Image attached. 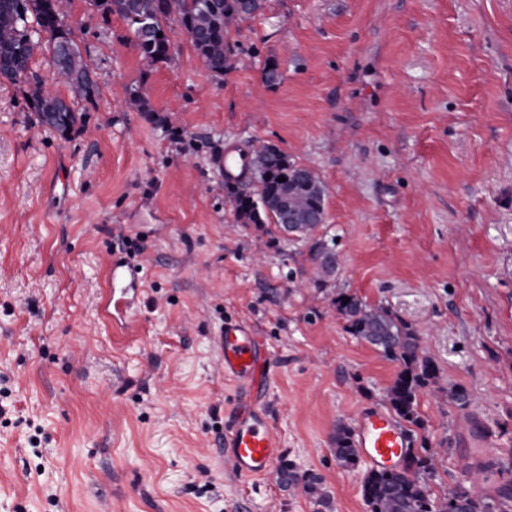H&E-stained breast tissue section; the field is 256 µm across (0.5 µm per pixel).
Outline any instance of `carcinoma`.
<instances>
[{"label": "carcinoma", "mask_w": 512, "mask_h": 512, "mask_svg": "<svg viewBox=\"0 0 512 512\" xmlns=\"http://www.w3.org/2000/svg\"><path fill=\"white\" fill-rule=\"evenodd\" d=\"M37 0H0V78L9 82H26L29 109L43 118L45 112H55L63 107L69 112L68 121L54 125L62 137H69L82 124V114L75 104H67L57 94L47 89L40 79L29 81L38 52L50 54L52 80L68 86L75 97L91 100L98 95V85L92 78L88 65L82 59L74 39L62 37L72 34L64 22L62 6L50 11L35 7ZM104 15L116 14L122 18L143 59L150 65L170 59V38L167 24L176 20L183 29L195 31L192 45L198 56L204 57L205 66L214 74L222 75L230 68L231 50L226 43L229 28L240 20L255 16L263 9L264 0H97ZM55 33L45 41L39 40L38 30ZM162 37H157V33ZM264 176L254 192L235 186L228 189L229 202L236 220L275 221L268 214V200L283 186L278 181L288 176V155L272 151L266 144L256 147ZM302 240L309 243V261L313 266L312 282L321 289L331 273L316 263L315 251L326 247L319 236V226L311 225L302 233ZM336 312L346 321L348 331L356 338L372 343L385 357L396 362L399 370L392 383L385 389L383 400L403 421L420 425L416 405L418 396L426 389L439 398L451 400L460 408L468 406V394L460 386L451 388L440 385V369L422 348L420 329L396 317L384 306H372L359 297L339 293L330 300ZM331 451L342 467L359 463V450L352 429L339 423L330 438ZM446 453L424 441L418 448H411L406 463L400 469L372 470L362 482V496L368 512H448L450 500L464 502L465 512H494L490 499L476 492L482 475L490 464L469 466L465 469L467 486L459 487L444 495L442 500L432 497L427 479L433 477L436 463ZM277 481L290 488L302 490L316 499L322 509L330 507V497L322 479L312 472H299L291 462H284L277 471Z\"/></svg>", "instance_id": "carcinoma-1"}]
</instances>
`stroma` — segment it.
<instances>
[{
    "instance_id": "35a3bbf8",
    "label": "stroma",
    "mask_w": 512,
    "mask_h": 512,
    "mask_svg": "<svg viewBox=\"0 0 512 512\" xmlns=\"http://www.w3.org/2000/svg\"><path fill=\"white\" fill-rule=\"evenodd\" d=\"M63 12L99 86L82 128L61 138L0 82V512H315L227 467L243 391L217 336L239 319L270 351L283 460L321 476L333 512H367L369 466H338L330 435L382 406L398 365L349 333L340 292L421 327L442 385L469 395L422 393L405 427L448 447L433 497L490 461L478 492L512 512V0H265L221 76L177 21L150 66L118 16ZM258 140L325 182L329 293L306 245L234 220L221 157ZM115 258L145 279L112 322Z\"/></svg>"
}]
</instances>
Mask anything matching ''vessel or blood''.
<instances>
[{
  "instance_id": "vessel-or-blood-1",
  "label": "vessel or blood",
  "mask_w": 512,
  "mask_h": 512,
  "mask_svg": "<svg viewBox=\"0 0 512 512\" xmlns=\"http://www.w3.org/2000/svg\"><path fill=\"white\" fill-rule=\"evenodd\" d=\"M224 378L248 390L224 436L227 461L239 476L263 479L274 470L281 448L266 409L269 352L247 321L225 323L217 338ZM361 456L374 469L396 468L407 447L404 428L385 410L361 412L353 431Z\"/></svg>"
}]
</instances>
